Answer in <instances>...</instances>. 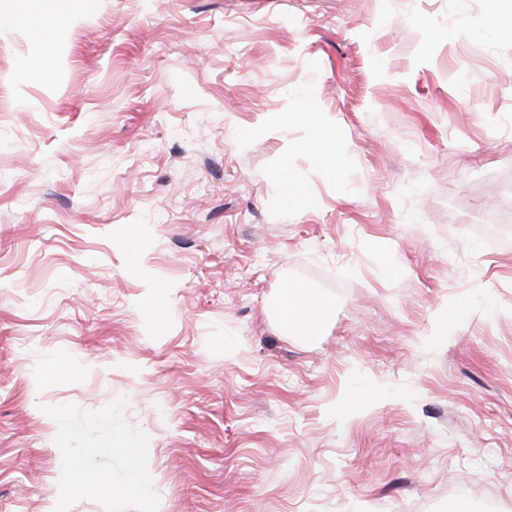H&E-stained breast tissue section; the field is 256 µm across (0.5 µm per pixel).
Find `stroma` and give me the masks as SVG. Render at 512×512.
<instances>
[{"label":"stroma","mask_w":512,"mask_h":512,"mask_svg":"<svg viewBox=\"0 0 512 512\" xmlns=\"http://www.w3.org/2000/svg\"><path fill=\"white\" fill-rule=\"evenodd\" d=\"M510 13L101 0L35 63L0 29V512L124 482L115 435L146 495L68 512L512 505ZM280 311L283 327L295 328L305 336L319 335L326 316L319 296L302 284L289 285ZM104 448H110L113 454H124L130 457V477L126 484L114 487L110 478L91 466H76L68 462L62 464L58 479L62 485V494L55 501L49 512H68L67 498L69 494L80 492L88 488L104 491L112 499L128 497L131 494L140 495L145 492V480L142 464L133 453L132 446L124 438L113 436Z\"/></svg>","instance_id":"1"}]
</instances>
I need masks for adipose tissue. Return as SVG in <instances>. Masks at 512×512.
<instances>
[{"label":"adipose tissue","mask_w":512,"mask_h":512,"mask_svg":"<svg viewBox=\"0 0 512 512\" xmlns=\"http://www.w3.org/2000/svg\"><path fill=\"white\" fill-rule=\"evenodd\" d=\"M63 0H0V19L5 23L22 27L30 15H38L46 23L47 37L58 36L65 31L70 16L62 9ZM325 319L323 303L314 290L298 284L288 288V296L282 303L281 323L283 327L299 330L303 335H319ZM108 446L112 453L124 454L130 458V477L126 484L114 486L110 478L91 466H76L63 463L58 475L62 485V498L53 504L50 512H68L66 497L88 488L104 491L117 498L141 494L145 490L142 464L135 457L131 445L124 438L115 436Z\"/></svg>","instance_id":"obj_1"}]
</instances>
